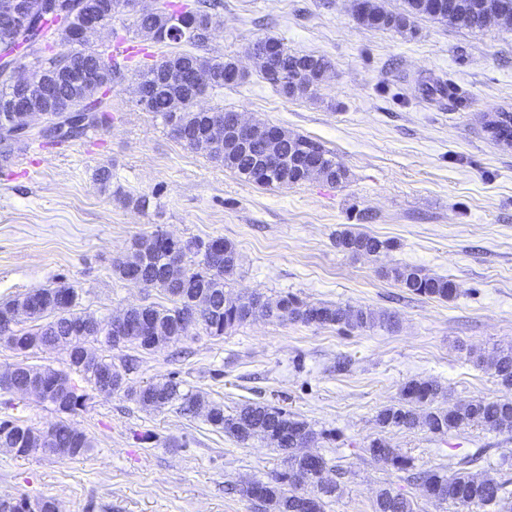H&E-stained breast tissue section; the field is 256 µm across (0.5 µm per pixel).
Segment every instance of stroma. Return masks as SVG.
<instances>
[{"label": "stroma", "instance_id": "obj_1", "mask_svg": "<svg viewBox=\"0 0 512 512\" xmlns=\"http://www.w3.org/2000/svg\"><path fill=\"white\" fill-rule=\"evenodd\" d=\"M353 5L224 0L206 51L235 57L246 78L201 101L320 143L347 169L345 182H248L175 141L138 106L127 73L112 89L107 126L62 145L32 144L0 168V300L63 280L77 289L82 311L101 319L166 304L159 290L113 270L136 237L159 229L233 242L241 266L231 293L290 292L395 314V328L361 332L250 321L220 337L138 353L129 383L173 376L225 412L273 403L315 432L335 431L336 441L311 445L342 490L326 512H373L384 485L413 499L417 512H453L364 449L381 435L416 468L448 471L475 453L471 473L512 480V434L476 426L445 436L383 432L375 423L411 379L441 383L450 405L503 394L475 356L512 346V147L485 128L488 116L512 111V27L471 30L415 17L398 33L360 25ZM265 37L328 61L314 96L292 99L262 79L247 48ZM438 83L450 95L428 94ZM102 166L112 172L107 191L94 177ZM348 224L393 249L375 258L339 251L336 234ZM396 264L448 277L460 293L448 301L413 295L385 276ZM87 395L85 410L65 419L93 450L62 460L0 448V498H52L59 512H259L231 485L282 468L272 447L239 445L204 415L144 410L121 391ZM5 419L46 428L62 418L35 397L4 393Z\"/></svg>", "mask_w": 512, "mask_h": 512}]
</instances>
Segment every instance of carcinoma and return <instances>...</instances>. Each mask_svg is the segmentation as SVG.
Segmentation results:
<instances>
[{
  "instance_id": "1",
  "label": "carcinoma",
  "mask_w": 512,
  "mask_h": 512,
  "mask_svg": "<svg viewBox=\"0 0 512 512\" xmlns=\"http://www.w3.org/2000/svg\"><path fill=\"white\" fill-rule=\"evenodd\" d=\"M453 10L445 16L436 13V0H406V12L393 13L380 5L379 0H364L365 14L361 25L404 31L415 16L458 24L470 29L484 27V18L490 12L499 15V23L512 26V12L500 8L501 0H452ZM22 15L33 22L30 35L18 39L15 27L0 25V59L14 55L27 68L34 83L49 81L55 85L60 100L59 111L50 112L35 95H26V87L13 82L11 76L0 69V122L12 116L10 105L19 98H28L29 111L53 126L54 134L34 132L8 142L0 140V160L7 162L14 154L34 141L56 145L86 135L107 122L105 103L112 86L126 77L128 62H114L105 50L90 38L77 37L82 28L78 19L68 25L61 23L60 15L51 8V0H21ZM223 0H139L132 25L136 34L163 46L185 43L201 48L210 41L212 31L221 25ZM175 13L183 15L188 26L181 31L172 23ZM69 57H81L84 71L75 80L62 74ZM263 79L279 93L289 98L313 96L321 81L314 73L328 68L324 57L313 53H285L282 59H264L259 62ZM239 70L235 58L204 56L191 51H171L160 59L142 64L138 69L137 104L159 118L171 136L192 151L204 152L212 161L234 172L249 182L261 186H288L313 179L338 185L347 180V170L336 157L321 144L304 136L282 131L280 139L270 144L264 138L266 123L256 124L255 137L249 149L242 151L229 141L211 142L204 137L212 124L225 126L233 122L234 112L222 108L201 111L196 99L225 85L224 75ZM274 151L280 162L265 172L258 165L265 152ZM336 248L351 256L377 257L393 248L391 242L356 231L347 226L336 236ZM182 251L183 265L188 275L179 278L171 271V253ZM221 251L231 264L222 268L210 266L208 254ZM240 265L235 245L222 238H191L167 243L159 230L137 238L130 252L115 260L113 271L121 279L143 288L158 289L167 297L169 305L147 304L132 310L133 318L141 322L147 335L138 332L127 335L123 341L113 340L112 322L96 319L79 310L76 289L61 282L53 288L32 290L13 299L0 301V325L10 323L19 306L30 309L26 317L29 325L13 329L10 336L0 342L17 350L33 351L45 344L61 342L62 337L73 335L78 329L86 330V338L77 356L67 355L68 369L76 371L93 388L103 386L104 373L113 366L105 352L122 348L151 351L153 337L171 344L192 339L196 333L184 327L188 315L197 304H206L198 329L206 336L219 337L250 319L272 322H293L304 326L338 327L347 331H363L377 324L392 326L395 316L375 312L368 308L342 306L332 303H307L286 293L271 302L256 293L234 295L226 291L228 281ZM400 287L409 293L428 299L450 300L458 295V286L444 276H431L411 265H396L387 271ZM493 371L499 385L512 391V347L498 349L488 359H480ZM14 382L22 386L30 381L43 385L39 398L61 414L74 415L85 409L86 395L73 386L66 404L56 396L54 384L60 370L36 367L23 361L13 365ZM124 390L144 410L156 409L147 395H156L162 406L179 405L183 413L199 408L207 409L208 422L245 446L270 432L267 442L283 455V469L267 479H254L236 489L242 497L256 499L265 512H325L326 500L339 495L340 486L325 480L328 460L316 456L309 461L298 455L296 444L306 437H314L309 424L271 403H245L230 414L224 407L209 402L205 397L184 388L183 381L168 378L138 388L123 384L109 392ZM444 396V388L435 381L413 379L401 389L399 403L382 408L376 415L380 431L414 429L420 427L433 435L467 426H477L498 433H512V398L478 399L456 404L443 410L435 406ZM52 436L51 447L71 449V457H83L93 448L92 440L81 434L76 439L72 426L61 420L46 429ZM44 429L11 420L0 422V447L16 448L21 455L37 454L46 447L31 439V434ZM365 452L375 461H382L405 474L404 480L421 486L424 497L435 506L450 505L455 512H474L478 508H498L499 512H512V483L486 473L476 476L468 471L473 458L457 462L452 473L442 469L414 470L412 460L390 447L381 437L370 440ZM310 486L306 497L298 489ZM374 512H414L412 501L392 487L377 491Z\"/></svg>"
}]
</instances>
